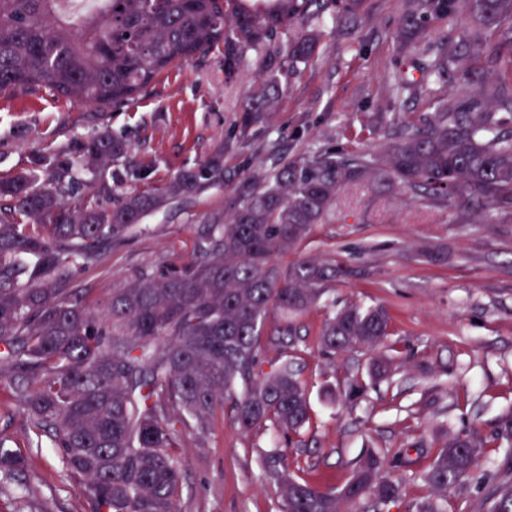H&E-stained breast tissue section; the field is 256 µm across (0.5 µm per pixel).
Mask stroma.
I'll list each match as a JSON object with an SVG mask.
<instances>
[{
    "label": "stroma",
    "mask_w": 512,
    "mask_h": 512,
    "mask_svg": "<svg viewBox=\"0 0 512 512\" xmlns=\"http://www.w3.org/2000/svg\"><path fill=\"white\" fill-rule=\"evenodd\" d=\"M404 0H367L357 20L331 15L313 20L322 33L316 55L285 86L264 128L238 140L240 107L255 85L260 55L245 54L243 73L224 77V47L215 45L189 64L161 74L135 103L122 106L74 104L46 91L0 93V180L34 167L36 154H63L81 178L82 194L103 202L135 189L163 186L173 175L198 168L223 150L221 184L175 200L150 214L94 261L74 268L70 299L105 303L113 290L143 274L180 269L198 255L204 229L224 221L232 190L245 174L273 170L276 163L320 150H382L374 125L415 119L433 97L457 100L471 94L461 72L479 68L471 54L444 79L414 93L396 95L398 77L411 73V60L397 56ZM110 131L132 147L131 166L145 177L132 180L112 166L98 177L85 170L76 145ZM420 200L389 194L374 185L350 208L316 225L279 265L336 260L351 276L336 282L331 305L379 304L391 316L390 335L380 355L392 358L390 378L367 376L371 352L354 348L337 356L322 352L320 331L328 307L287 318L273 313L262 338V356L288 355L311 404V422L301 444L266 426L243 434L231 412L217 417L205 442L182 433L176 454L183 472L180 512H278L281 490L265 480L260 459L289 448L296 474L321 487L342 488L352 463L367 448L396 452L418 443L427 466L448 436L471 423L490 430L512 409V222L482 223ZM444 249L443 260L422 257L423 248ZM290 325L289 342L272 338ZM368 385L352 404L336 396L353 381ZM0 437L26 457L24 474L37 490L23 500L13 480L0 474V512H90L89 497L63 470L49 443H37L25 416L0 381Z\"/></svg>",
    "instance_id": "1"
}]
</instances>
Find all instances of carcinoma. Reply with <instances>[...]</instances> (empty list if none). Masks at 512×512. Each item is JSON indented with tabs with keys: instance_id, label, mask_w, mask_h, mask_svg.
<instances>
[{
	"instance_id": "cac0c4a2",
	"label": "carcinoma",
	"mask_w": 512,
	"mask_h": 512,
	"mask_svg": "<svg viewBox=\"0 0 512 512\" xmlns=\"http://www.w3.org/2000/svg\"><path fill=\"white\" fill-rule=\"evenodd\" d=\"M0 0V91L46 89L70 101L130 105L163 72L224 43L233 76L244 51L263 52L261 89L241 107V128L262 124L283 82L316 54L321 32L309 27L325 6L355 17L365 0ZM399 52L423 57L420 79L396 94L444 77L457 58L448 35L425 36L434 16L467 15L459 41L512 75V0H405ZM275 38L283 48L265 53ZM390 131L381 152L324 150L281 163L264 178L234 189L224 223L209 225L199 257L179 271L138 278L112 292L100 309L71 302L64 284L72 267L112 248V237L168 201L222 179L219 150L194 172L162 188L133 190L111 206L72 204L78 177L59 155L36 158L38 172L0 181L11 200L0 218V379H7L28 429L49 437L67 475L86 486L93 512H179V430L203 440L224 400L248 432L270 422L297 438L310 404L293 362L260 356L268 316L296 317L316 305L347 270L336 263L273 262L296 250L312 227L339 210L343 190L381 183L431 206L477 207L488 222L512 219V82H488L455 103ZM86 168L127 159L129 147L107 133L80 144ZM389 316L380 307L347 305L322 330L336 354L385 344ZM512 447V409L489 436L473 426L451 437L416 472L445 499L476 483L487 488L486 512H512V465L486 468L484 448ZM409 449L394 462L368 449L340 490L291 472L288 452L263 459L282 487L280 512H384L405 496ZM24 457L0 439V473L20 475Z\"/></svg>"
}]
</instances>
